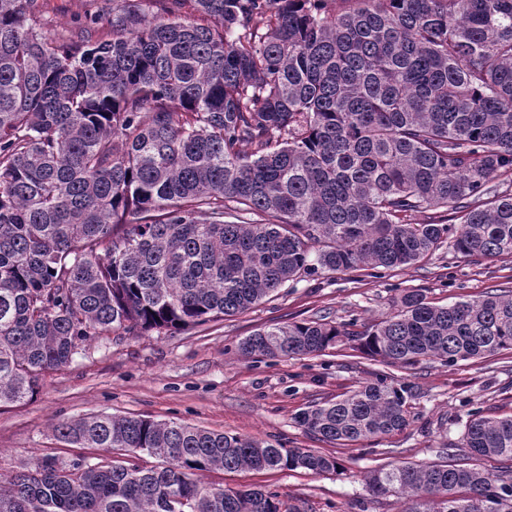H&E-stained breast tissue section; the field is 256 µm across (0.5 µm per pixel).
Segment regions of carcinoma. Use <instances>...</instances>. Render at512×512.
<instances>
[{"mask_svg":"<svg viewBox=\"0 0 512 512\" xmlns=\"http://www.w3.org/2000/svg\"><path fill=\"white\" fill-rule=\"evenodd\" d=\"M112 0L106 26L48 35L0 0V406L105 333L244 313L321 271L396 269L448 246L512 257V0ZM458 220L450 228L443 218ZM271 324L246 357L455 364L512 352V291L382 321ZM384 375L296 417L337 445L410 425ZM155 467L38 459L0 475V512H281L211 469L331 473L335 458L136 416L55 427ZM496 458V472L471 465ZM447 464L365 476L402 512H512V416L470 412Z\"/></svg>","mask_w":512,"mask_h":512,"instance_id":"carcinoma-1","label":"carcinoma"}]
</instances>
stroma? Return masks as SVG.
<instances>
[{"instance_id": "stroma-1", "label": "stroma", "mask_w": 512, "mask_h": 512, "mask_svg": "<svg viewBox=\"0 0 512 512\" xmlns=\"http://www.w3.org/2000/svg\"><path fill=\"white\" fill-rule=\"evenodd\" d=\"M103 0H45V30L60 35L78 19L99 14ZM425 290L445 305L493 289L512 290V258L474 260L441 248L403 269L324 272L297 280L245 313L173 334L99 336L72 362L46 374L39 392L0 407V472L30 469L43 456L111 460L99 448L59 442L54 425L98 414L176 421L215 432L253 436L288 448H312L335 457L325 475L297 471L215 470L208 483L274 492L305 512H401L397 497H374L364 476L405 463L441 464L440 449L460 444L473 409L512 415V356L379 367L347 343L320 356L252 358L237 346L256 329L327 317L370 325L385 318L407 290ZM382 371L394 384L416 385L407 429L340 446L317 440L295 421L302 410L351 393Z\"/></svg>"}]
</instances>
